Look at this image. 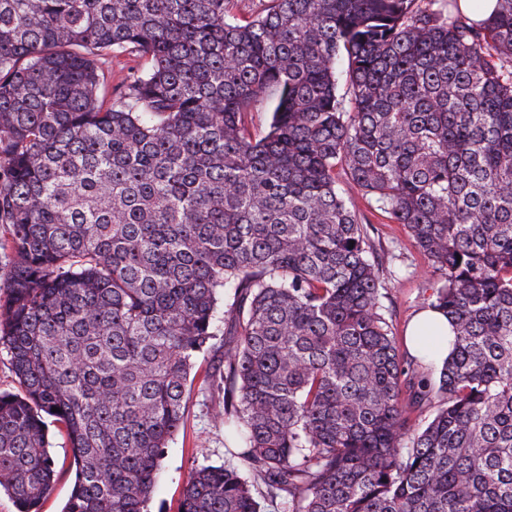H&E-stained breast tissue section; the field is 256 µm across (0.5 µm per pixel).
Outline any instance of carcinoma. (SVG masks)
I'll use <instances>...</instances> for the list:
<instances>
[{
	"mask_svg": "<svg viewBox=\"0 0 512 512\" xmlns=\"http://www.w3.org/2000/svg\"><path fill=\"white\" fill-rule=\"evenodd\" d=\"M231 2L0 0V493L40 512L51 418L63 512H147L213 350L239 463L178 512H512V0ZM350 190L444 275L434 380ZM478 1L479 4L474 2ZM496 0H460L459 8L466 16L477 21L491 17L496 6ZM50 454L55 462L56 482L42 502L40 512H60L70 494L74 481L73 454L64 433L55 425L49 426Z\"/></svg>",
	"mask_w": 512,
	"mask_h": 512,
	"instance_id": "cac0c4a2",
	"label": "carcinoma"
}]
</instances>
